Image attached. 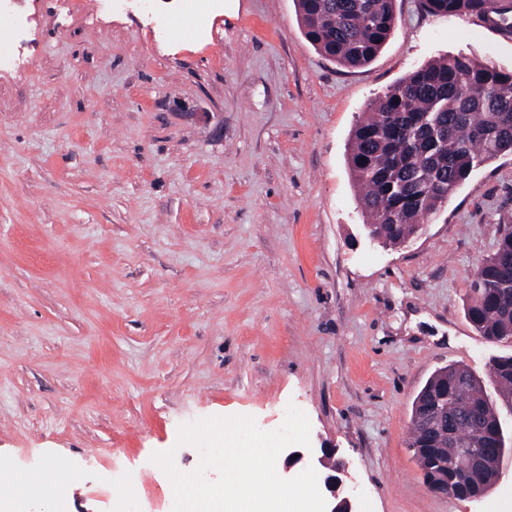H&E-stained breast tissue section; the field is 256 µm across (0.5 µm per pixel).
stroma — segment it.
Here are the masks:
<instances>
[{
	"label": "stroma",
	"instance_id": "obj_1",
	"mask_svg": "<svg viewBox=\"0 0 512 512\" xmlns=\"http://www.w3.org/2000/svg\"><path fill=\"white\" fill-rule=\"evenodd\" d=\"M0 67V458L63 463L55 512H171L151 463L181 424L305 412L363 512H512V456L482 498L430 491L412 400L449 364L477 374L512 343L466 317L471 274L512 224V155L482 165L399 247L370 243L349 145L370 103L463 53L512 70V36L395 0L368 65L306 40L294 0H13ZM3 16V22L7 29L0 25V48L5 42L14 43L24 27V19L15 13L12 0L0 1V17Z\"/></svg>",
	"mask_w": 512,
	"mask_h": 512
}]
</instances>
